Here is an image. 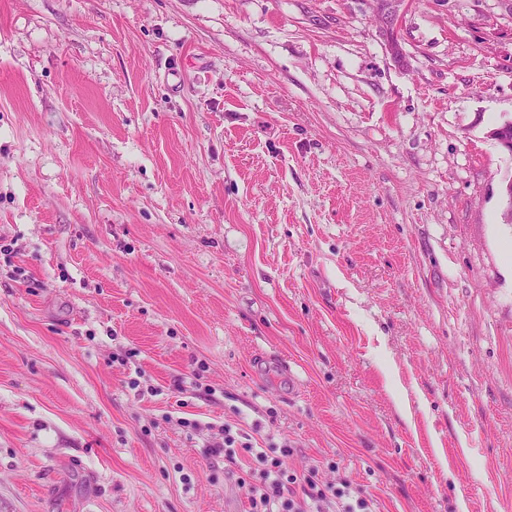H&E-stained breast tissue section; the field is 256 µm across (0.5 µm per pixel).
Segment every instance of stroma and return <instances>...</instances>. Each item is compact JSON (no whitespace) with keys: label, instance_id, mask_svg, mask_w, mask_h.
Wrapping results in <instances>:
<instances>
[{"label":"stroma","instance_id":"1","mask_svg":"<svg viewBox=\"0 0 512 512\" xmlns=\"http://www.w3.org/2000/svg\"><path fill=\"white\" fill-rule=\"evenodd\" d=\"M0 0V512H247L225 430L379 512H512V0Z\"/></svg>","mask_w":512,"mask_h":512}]
</instances>
